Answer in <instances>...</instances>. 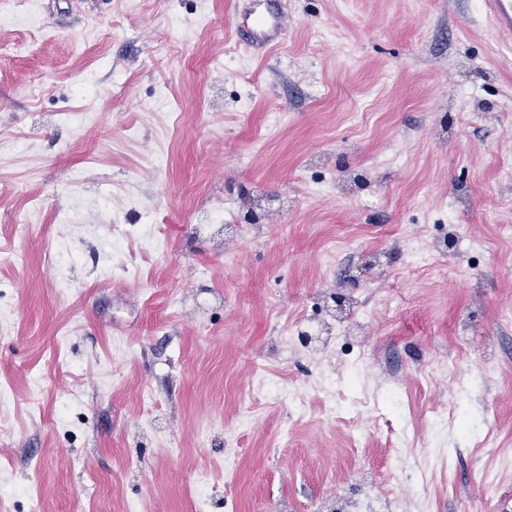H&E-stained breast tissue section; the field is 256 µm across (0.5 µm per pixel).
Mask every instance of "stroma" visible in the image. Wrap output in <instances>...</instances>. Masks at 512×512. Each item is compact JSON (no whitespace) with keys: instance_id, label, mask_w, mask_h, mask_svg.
Instances as JSON below:
<instances>
[{"instance_id":"1","label":"stroma","mask_w":512,"mask_h":512,"mask_svg":"<svg viewBox=\"0 0 512 512\" xmlns=\"http://www.w3.org/2000/svg\"><path fill=\"white\" fill-rule=\"evenodd\" d=\"M0 491L6 512H326L404 449L432 512H512V45L481 0H0ZM287 11L275 52L235 32ZM223 29L215 37L210 24ZM95 71L97 90L75 88ZM288 115L273 125L274 111ZM224 206L226 223L206 214ZM150 220L158 249L104 239ZM470 277L409 270L441 236ZM77 260L53 286L60 239ZM401 293L394 319L381 300ZM182 298L172 307L169 297ZM364 312L346 351L285 330ZM127 355L111 376L112 347ZM484 370L459 394L431 359ZM279 373L237 426L257 369ZM41 377L39 407L29 389ZM151 393L146 410L143 393ZM455 411L439 424L437 407ZM493 474L497 494L482 498Z\"/></svg>"}]
</instances>
